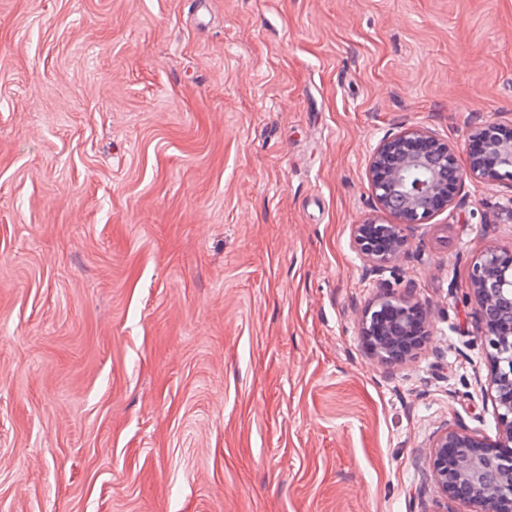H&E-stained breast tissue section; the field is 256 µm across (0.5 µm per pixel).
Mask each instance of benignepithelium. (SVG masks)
Here are the masks:
<instances>
[{
    "mask_svg": "<svg viewBox=\"0 0 512 512\" xmlns=\"http://www.w3.org/2000/svg\"><path fill=\"white\" fill-rule=\"evenodd\" d=\"M376 208L387 221L369 217L351 226L363 276L380 286L361 308L359 336L384 368L402 365L430 336V316L415 298V283L396 293L383 279L405 256L407 231L453 207L469 180H512V125L478 121L458 149L426 127L412 126L382 137L365 163ZM470 288L477 306L479 338L488 364L487 387L497 422L489 440L462 425H445L432 436L426 456L436 492L463 503L468 512H512V252L486 249L473 263Z\"/></svg>",
    "mask_w": 512,
    "mask_h": 512,
    "instance_id": "1",
    "label": "benign epithelium"
}]
</instances>
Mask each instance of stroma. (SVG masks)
<instances>
[{
    "instance_id": "1",
    "label": "stroma",
    "mask_w": 512,
    "mask_h": 512,
    "mask_svg": "<svg viewBox=\"0 0 512 512\" xmlns=\"http://www.w3.org/2000/svg\"><path fill=\"white\" fill-rule=\"evenodd\" d=\"M512 124V0H0V512H445L437 427L495 437L468 297L512 181L393 273L431 314L385 376L353 305L366 158Z\"/></svg>"
}]
</instances>
